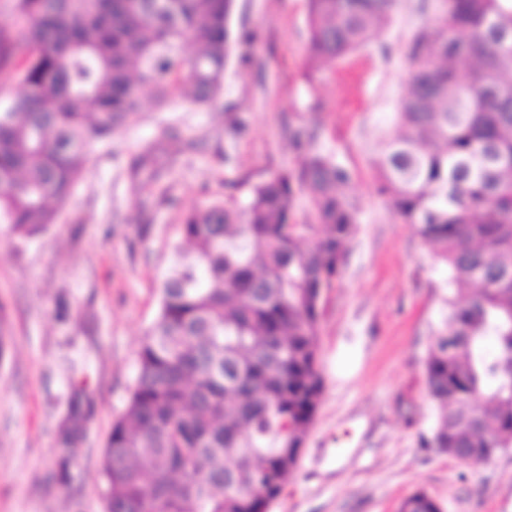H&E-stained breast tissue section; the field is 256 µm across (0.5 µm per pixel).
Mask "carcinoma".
I'll return each mask as SVG.
<instances>
[{
	"label": "carcinoma",
	"mask_w": 512,
	"mask_h": 512,
	"mask_svg": "<svg viewBox=\"0 0 512 512\" xmlns=\"http://www.w3.org/2000/svg\"><path fill=\"white\" fill-rule=\"evenodd\" d=\"M234 0H13L0 22V224L46 233L91 144L190 90L219 93ZM308 66L367 47L397 0H306ZM194 52L183 54V43ZM409 90L376 193L446 269L425 361L421 445L489 461L512 448V0H438L410 39ZM467 74L461 75L460 70ZM298 162L189 209L102 459L108 512H267L297 471L324 389L320 305L359 224L354 176L304 130ZM162 131L136 168L180 151ZM306 210L298 217V199ZM92 413L74 394L75 443ZM398 512H441L425 492Z\"/></svg>",
	"instance_id": "1"
}]
</instances>
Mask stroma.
Returning a JSON list of instances; mask_svg holds the SVG:
<instances>
[{
  "label": "stroma",
  "mask_w": 512,
  "mask_h": 512,
  "mask_svg": "<svg viewBox=\"0 0 512 512\" xmlns=\"http://www.w3.org/2000/svg\"><path fill=\"white\" fill-rule=\"evenodd\" d=\"M434 8L398 0L369 47L312 72L306 0H234L232 52L213 103L145 97L136 123L94 144L47 233L22 240L0 224V512H106L102 453L157 316L181 218L227 195V182L295 165V128L353 171L360 214L343 276L321 303L322 401L298 471L269 512H396L421 490L443 512H512V449L467 467L420 445L434 420L423 362L446 273L375 192L371 161L408 91L405 46ZM244 29L254 43L239 40ZM230 116L243 135L228 134ZM165 129L185 139L183 151L132 176L142 146ZM74 383L95 411L61 484L58 427Z\"/></svg>",
  "instance_id": "35a3bbf8"
}]
</instances>
